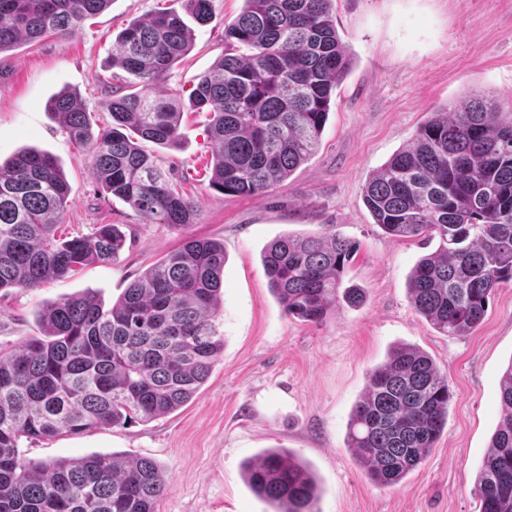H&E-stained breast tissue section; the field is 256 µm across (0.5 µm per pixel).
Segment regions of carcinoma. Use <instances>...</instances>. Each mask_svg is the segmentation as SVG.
<instances>
[{
	"label": "carcinoma",
	"instance_id": "carcinoma-1",
	"mask_svg": "<svg viewBox=\"0 0 512 512\" xmlns=\"http://www.w3.org/2000/svg\"><path fill=\"white\" fill-rule=\"evenodd\" d=\"M112 0H0L2 54L16 43L69 36ZM224 25V57L200 77L192 108L206 114L215 153L210 185L257 194L283 182L316 151L349 55L332 0H243ZM196 23L212 20V0H184ZM193 29L175 10L130 23L116 39L112 66L143 90L103 104L111 122L93 131L72 92L50 109L74 141L89 147L103 188L143 217L184 232L181 245L153 263L108 310L90 291L44 307L40 335L0 353V512H154L167 477L149 458L94 454L31 463L22 437L52 439L148 422L189 402L224 351L216 326L224 245L196 238L195 204L179 193L139 140L174 147L181 105L152 95L191 49ZM69 185L57 161L24 150L0 163V290L34 289L94 263L114 261L126 236L98 224L63 238L57 226ZM374 223L393 237H437L408 278L410 303L444 336L465 337L489 299L512 281V116L473 93L437 112L393 154L364 189ZM354 244L336 234L284 235L262 263L284 313L321 324L342 303L366 300L344 286ZM502 414L477 474L479 512H512V362L500 379ZM447 374L425 352L392 348L355 405L347 447L380 486L400 483L428 456L448 419ZM248 488L271 512H318V481L285 448L242 463Z\"/></svg>",
	"mask_w": 512,
	"mask_h": 512
}]
</instances>
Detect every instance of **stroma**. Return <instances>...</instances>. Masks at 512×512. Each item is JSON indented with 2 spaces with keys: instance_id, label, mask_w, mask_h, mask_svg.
<instances>
[{
  "instance_id": "35a3bbf8",
  "label": "stroma",
  "mask_w": 512,
  "mask_h": 512,
  "mask_svg": "<svg viewBox=\"0 0 512 512\" xmlns=\"http://www.w3.org/2000/svg\"><path fill=\"white\" fill-rule=\"evenodd\" d=\"M213 20L195 27L194 46L174 64L165 93L185 104L181 144L143 142L176 189L197 205L193 236L224 245L217 325L224 351L196 396L148 422L52 440L24 439V460L50 462L95 453L147 457L167 475L156 512H267L245 484L243 460L287 448L309 464L320 512H477V473L500 419L501 375L512 361V281L495 289L481 325L466 337L440 334L417 314L407 281L437 242L389 236L363 200L370 175L410 143L430 113L473 92L512 114V0H333L336 28L351 59L331 100L314 155L288 179L254 195H225L209 185L212 148L203 119L188 104L200 77L224 55V24L243 0H212ZM182 0H112L70 36H46L7 54L0 82V163L24 148L53 156L70 187L63 235L86 236L121 224L127 242L111 263H95L36 289L0 293V350L37 335L46 304L95 292L111 307L182 235L145 223L96 181L89 150L74 144L49 103L78 92L93 121L116 85L112 45L131 21L181 9ZM334 232L358 250L346 284L364 289L360 306H341L320 324L284 315L265 275L266 246L292 233ZM428 353L448 375V420L428 457L394 486L371 482L347 446L348 423L367 375L396 345Z\"/></svg>"
}]
</instances>
